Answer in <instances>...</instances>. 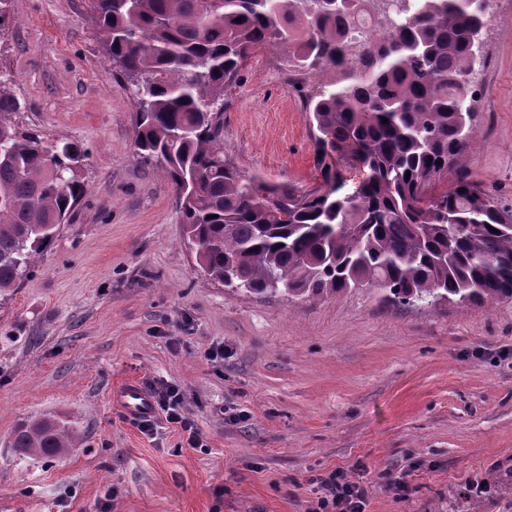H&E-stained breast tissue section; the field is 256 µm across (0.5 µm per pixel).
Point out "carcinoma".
Returning a JSON list of instances; mask_svg holds the SVG:
<instances>
[{
  "label": "carcinoma",
  "instance_id": "carcinoma-1",
  "mask_svg": "<svg viewBox=\"0 0 512 512\" xmlns=\"http://www.w3.org/2000/svg\"><path fill=\"white\" fill-rule=\"evenodd\" d=\"M92 9L109 66L134 88L135 147L173 185L210 277L239 271L251 293L291 298L368 285L403 305L512 299V210L465 163L487 0H92ZM268 45L302 76L319 172L304 189L247 176L224 157L228 92ZM10 84L0 75L9 148L0 292L27 274L85 192L77 146L20 128ZM450 170L455 183L443 189ZM274 276L288 288L269 287ZM70 438L63 421H28L10 447L51 459Z\"/></svg>",
  "mask_w": 512,
  "mask_h": 512
}]
</instances>
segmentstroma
Instances as JSON below:
<instances>
[{
    "mask_svg": "<svg viewBox=\"0 0 512 512\" xmlns=\"http://www.w3.org/2000/svg\"><path fill=\"white\" fill-rule=\"evenodd\" d=\"M0 73L20 126L75 143L86 192L0 294V512H309L343 472L364 512H512V300L401 305L377 287L290 300L200 268L174 190L133 145L130 84L104 69L91 0H9ZM473 182L512 208V13L484 30ZM278 52L224 111L242 172L315 183L302 98ZM223 351L214 360L213 351ZM180 387L205 443L109 400L122 380ZM72 421L74 447L16 455L23 420Z\"/></svg>",
    "mask_w": 512,
    "mask_h": 512,
    "instance_id": "1",
    "label": "stroma"
}]
</instances>
